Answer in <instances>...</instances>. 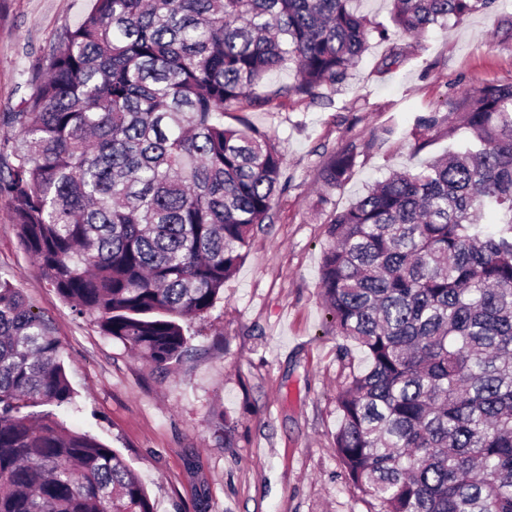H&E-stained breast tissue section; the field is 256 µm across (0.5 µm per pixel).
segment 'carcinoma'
Returning a JSON list of instances; mask_svg holds the SVG:
<instances>
[{"mask_svg":"<svg viewBox=\"0 0 512 512\" xmlns=\"http://www.w3.org/2000/svg\"><path fill=\"white\" fill-rule=\"evenodd\" d=\"M352 0H94L0 139V195L47 284L155 367L188 351L273 219L283 156L224 113L291 64L320 99L367 48ZM495 0H393L422 38ZM413 150L328 227L320 289L369 365L336 392V456L370 512H512V82L454 90ZM353 144L323 169L341 187ZM74 391L51 325L0 277V512H155L126 460L58 411Z\"/></svg>","mask_w":512,"mask_h":512,"instance_id":"carcinoma-1","label":"carcinoma"}]
</instances>
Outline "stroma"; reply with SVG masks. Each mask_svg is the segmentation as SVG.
Segmentation results:
<instances>
[{"instance_id": "obj_1", "label": "stroma", "mask_w": 512, "mask_h": 512, "mask_svg": "<svg viewBox=\"0 0 512 512\" xmlns=\"http://www.w3.org/2000/svg\"><path fill=\"white\" fill-rule=\"evenodd\" d=\"M93 0H0V113L17 111L66 29ZM369 21L368 49L343 84L323 86L331 105L285 97L294 68L268 74L259 102L225 113L274 136L284 188L272 223L253 235L224 296L193 320L191 348L161 370L77 316L41 279L0 197V276L48 318L75 391L67 427L120 453L145 484L155 512H367L334 450L336 391L367 366L337 335L320 296L328 226L367 186L413 169L409 132L417 114L445 111L451 85L512 82V0L463 24L432 27L424 41L380 39L389 0H355ZM399 63L385 66L391 51ZM357 144L347 182L326 188L334 152Z\"/></svg>"}]
</instances>
